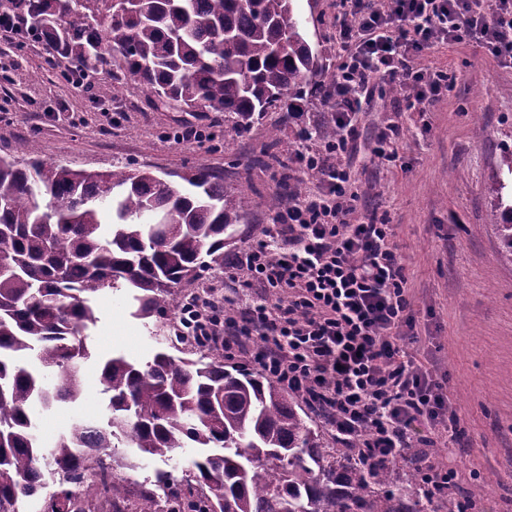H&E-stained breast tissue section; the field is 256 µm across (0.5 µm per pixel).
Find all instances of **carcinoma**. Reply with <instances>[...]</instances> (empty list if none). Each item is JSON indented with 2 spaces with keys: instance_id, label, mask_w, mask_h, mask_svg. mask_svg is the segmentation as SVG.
I'll return each mask as SVG.
<instances>
[{
  "instance_id": "1",
  "label": "carcinoma",
  "mask_w": 512,
  "mask_h": 512,
  "mask_svg": "<svg viewBox=\"0 0 512 512\" xmlns=\"http://www.w3.org/2000/svg\"><path fill=\"white\" fill-rule=\"evenodd\" d=\"M9 2L59 62L134 80L156 111L222 112L226 132L292 115L322 75L292 0H130L126 16L109 0ZM182 180L179 190L126 165L74 170L34 143L0 156V512H35L55 484L51 512H114L81 501L98 482L114 506L132 492L133 512H183L170 473L134 489L113 475L134 467L124 448L138 458L195 449L187 478L207 512H421L392 487L387 461L327 447L287 390L221 357H104L106 421L42 436L38 412L84 391L98 296L126 288L135 317L164 319L176 288L224 270V234L243 202L208 170ZM503 189L490 187L491 220L512 263Z\"/></svg>"
}]
</instances>
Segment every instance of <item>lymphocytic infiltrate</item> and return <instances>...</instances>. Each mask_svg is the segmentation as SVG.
Listing matches in <instances>:
<instances>
[{"mask_svg": "<svg viewBox=\"0 0 512 512\" xmlns=\"http://www.w3.org/2000/svg\"><path fill=\"white\" fill-rule=\"evenodd\" d=\"M338 8L331 95L340 135L291 157L321 188L275 212L263 239L224 265L225 277L269 300L241 308L194 301L189 323L207 345L258 337L263 373L317 406L374 463L417 443L453 448L457 417L445 384L407 349L416 339L409 278L392 225L358 208L347 164L354 121L382 83L402 84L412 103L446 92L447 73L418 64L438 43L473 41L511 68L512 0H339Z\"/></svg>", "mask_w": 512, "mask_h": 512, "instance_id": "f902f5d3", "label": "lymphocytic infiltrate"}]
</instances>
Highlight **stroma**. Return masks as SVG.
<instances>
[{
	"label": "stroma",
	"mask_w": 512,
	"mask_h": 512,
	"mask_svg": "<svg viewBox=\"0 0 512 512\" xmlns=\"http://www.w3.org/2000/svg\"><path fill=\"white\" fill-rule=\"evenodd\" d=\"M306 39L323 66L322 84H332L336 53V0H294ZM422 66L448 70L447 96L429 106L397 111L402 86L375 95L358 118L359 140L349 170L361 204L386 215L392 243L411 284L419 341L414 356L429 372L447 378L448 398L458 418L454 465L462 496L476 484L470 512H512V264L499 256L488 222V188L503 152L512 150V69L497 67L475 44L443 43ZM62 65L43 45L16 48L0 33V154L22 142L36 143L43 159L75 169L106 171L116 164L170 176L200 169L223 173L224 184L244 204L225 254L245 251L264 237L273 212L269 203L287 199V183L315 191V174L287 159L301 142L300 131L329 125L331 100L306 88L294 118L270 112L240 134L225 132L222 115L211 112H155L134 81L114 95L100 76L92 88H75ZM403 127L397 165L372 160L379 128L390 118ZM193 126L203 139L175 142L173 132ZM173 320L137 319L127 291L99 302L85 364L88 386L75 402L45 412L42 426L55 437L74 423L105 421L107 397L100 391L101 357L121 354L140 363L163 350L187 357L172 345Z\"/></svg>",
	"instance_id": "obj_1"
}]
</instances>
